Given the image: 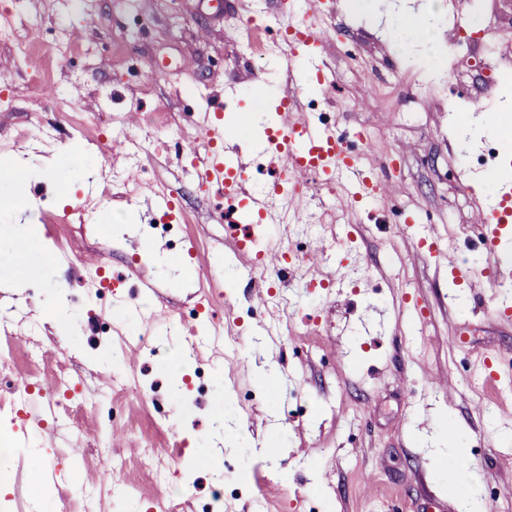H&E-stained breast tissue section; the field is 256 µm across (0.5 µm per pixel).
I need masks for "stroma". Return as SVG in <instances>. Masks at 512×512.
I'll return each mask as SVG.
<instances>
[{"label": "stroma", "mask_w": 512, "mask_h": 512, "mask_svg": "<svg viewBox=\"0 0 512 512\" xmlns=\"http://www.w3.org/2000/svg\"><path fill=\"white\" fill-rule=\"evenodd\" d=\"M476 9L475 0H326L317 18L299 9L324 31L317 54L336 76L333 95L319 103L299 89L300 106L321 122L371 131L373 157L394 164L387 175L401 213L350 212L339 188L288 202L292 221L275 232L285 242L302 234L311 259L280 278L284 301L276 314L262 315L256 300L267 294L268 274L239 256L213 220L223 199L189 175L190 157L154 154L151 143L172 124L179 146L193 142L198 113L220 93L223 125L238 131L244 155L258 159L290 87L289 63L247 50L241 34L253 19L256 42H271L288 23L280 0H97L85 12L73 0H0V13L42 19L27 33L38 68L17 64L0 45V81L15 92L12 108L0 110V144L9 149L0 169L22 171L21 184L0 186L17 198L0 208V231L33 242L17 269L23 294L0 291V303L13 304L17 315L13 337L0 335V356L14 361L18 383L63 370L90 401H112L117 372L143 386L121 400L116 419L90 410L68 432L44 421L39 401L28 403L33 445L21 452L20 487L0 486V512H14L19 496L40 512H59L64 496L73 497L74 512H159L170 497L196 508L212 491L220 459L235 465L224 476L228 488L248 478L264 498L259 511L252 493H242L232 512H461L487 483L498 494L487 512H512V378L490 381L482 367L487 355L512 360V321L496 319L492 300L454 277L458 265L478 278L487 273L471 226L497 185L512 179V147L486 165L474 162L491 141L484 126L501 107L512 108V73L493 86L473 65L484 51L449 45L451 22ZM422 10L434 40L395 38L388 21ZM135 11L144 22L129 42L122 32ZM64 33L89 54L50 56ZM148 64L160 76L144 84ZM405 64L420 77L438 69L442 78L418 89L404 80ZM230 84L236 94L225 93ZM459 95L482 110L452 111L449 101ZM116 112L139 143L138 158L123 145L85 147ZM41 122L58 127L59 139L38 157ZM144 170L150 184L121 207L113 175ZM160 184L181 203L176 238L152 226ZM88 204L97 222L86 237H54L55 220ZM60 251L69 260H56ZM86 257L106 268L114 301L82 305ZM134 269L155 278L168 328L139 312ZM58 297L69 319L51 318ZM199 311L221 325L223 337L189 361L182 339L196 329ZM98 320L149 337L150 348L115 349L94 335ZM36 352L44 358L35 364ZM219 365L224 378L213 392L196 391L193 369ZM271 365L272 386L259 377ZM257 440L270 458H254ZM148 445L167 461L166 481L140 470ZM462 455L474 462L465 477L456 465ZM116 456L123 469L113 468ZM59 460L71 480L56 493L47 468ZM126 486L131 494H123Z\"/></svg>", "instance_id": "obj_1"}]
</instances>
